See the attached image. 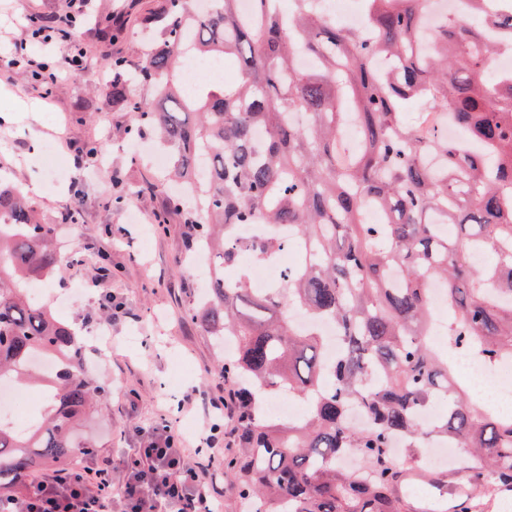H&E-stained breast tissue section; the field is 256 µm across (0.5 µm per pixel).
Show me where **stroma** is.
Returning a JSON list of instances; mask_svg holds the SVG:
<instances>
[{"mask_svg": "<svg viewBox=\"0 0 512 512\" xmlns=\"http://www.w3.org/2000/svg\"><path fill=\"white\" fill-rule=\"evenodd\" d=\"M160 4L0 0V175L32 190L41 222L65 245L43 302L81 330L102 324L104 296L127 313L111 326L109 360L99 361L93 339L85 341L89 373L105 392L81 426L99 448L78 468L121 461L168 424L192 449V463L206 465L224 512H240L237 475L224 465L237 453L234 434L202 447L207 420L184 404L200 390L215 400L227 395L213 370L217 353L191 318L209 279L187 258V226L160 184L164 169L153 142L138 140L127 101L110 94L113 61L135 65L152 29L145 16ZM68 15L77 22L66 37L32 52L34 22ZM78 50L85 68L62 72V58ZM36 144L53 146L67 171L64 187L54 186L42 155L32 151ZM94 146L99 154H91Z\"/></svg>", "mask_w": 512, "mask_h": 512, "instance_id": "1", "label": "stroma"}]
</instances>
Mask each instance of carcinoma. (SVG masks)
Segmentation results:
<instances>
[{
    "mask_svg": "<svg viewBox=\"0 0 512 512\" xmlns=\"http://www.w3.org/2000/svg\"><path fill=\"white\" fill-rule=\"evenodd\" d=\"M164 0L157 44L128 73L115 63L112 93L126 82L153 89L132 103L135 120L155 132L169 156V176L199 184L193 205L179 192L173 208L187 224V250L211 260L207 299L192 318L216 343L233 337L224 359L240 445L224 464L236 470L252 512H410L398 487L408 479L392 453L396 438L415 458L429 436L465 449L472 481L512 490V417L487 409L431 351L429 285L448 304L445 334L494 365L512 361V75L487 76L499 45L512 47V12H470L421 28L424 0H367L366 25L338 28L315 0ZM237 63L233 85L212 81L185 90V55ZM316 65L297 67V59ZM379 57L395 71L372 68ZM419 99L449 108L477 148L463 150L440 124H404L403 104ZM359 119L361 144H340L348 116ZM262 221L264 238L238 226ZM292 232L301 267L257 295L242 271L227 287L224 268L249 253L277 256ZM476 252L495 262L477 266ZM63 261L53 232L21 191L0 185V385L49 387L48 406L30 427L0 418V498L47 465L58 475L90 454L77 427L103 388L90 378L76 330L33 297V281ZM294 309L335 322L336 358L326 341L299 331ZM305 400L297 421L273 422L262 409L272 395ZM437 400L446 413L425 429L418 412ZM355 405L368 425L349 421ZM359 454L365 473L340 460Z\"/></svg>",
    "mask_w": 512,
    "mask_h": 512,
    "instance_id": "cac0c4a2",
    "label": "carcinoma"
}]
</instances>
